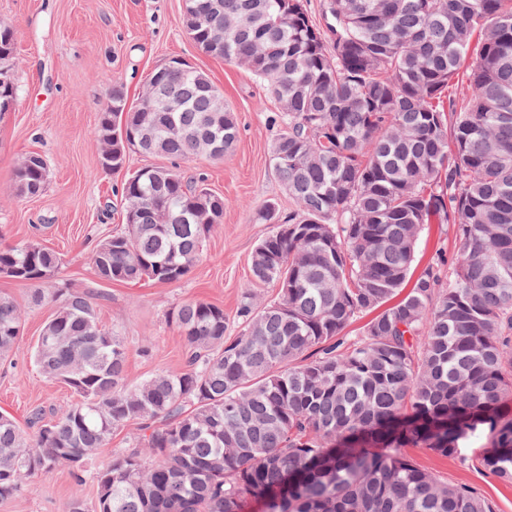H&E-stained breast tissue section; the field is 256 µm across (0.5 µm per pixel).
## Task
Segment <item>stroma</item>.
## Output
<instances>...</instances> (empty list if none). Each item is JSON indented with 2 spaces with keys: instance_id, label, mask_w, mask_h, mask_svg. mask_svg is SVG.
I'll return each instance as SVG.
<instances>
[{
  "instance_id": "1",
  "label": "stroma",
  "mask_w": 512,
  "mask_h": 512,
  "mask_svg": "<svg viewBox=\"0 0 512 512\" xmlns=\"http://www.w3.org/2000/svg\"><path fill=\"white\" fill-rule=\"evenodd\" d=\"M184 0H0V23L15 32L10 73L16 87L11 112L0 116V244L31 238L58 252L59 286L100 294L99 320L127 342V381L183 367L186 346L167 321L186 300L224 310L230 335L243 328L240 296L250 282L249 261L270 224L260 209L274 203L280 215L296 205L284 189L269 153L278 105L244 68L200 52L182 27ZM181 58L204 71L236 113L240 138L223 160L201 158L190 168L204 188L224 198V217L208 237L204 258L181 281H100L90 263L99 237L123 230L121 178L99 163L98 115L113 85L136 100L152 72ZM29 152L48 163L45 190L35 198L15 192L14 170ZM28 283L0 277V296L24 312L22 335L11 357L0 360V412L26 425L33 408L53 414L74 401L65 385L45 379L30 348L53 309L29 302ZM422 469L451 484L475 488L496 512H512V483L476 458L463 461L426 448L409 451ZM96 512L92 481L75 485L68 471L25 480L21 493L0 501V512H66L73 495Z\"/></svg>"
}]
</instances>
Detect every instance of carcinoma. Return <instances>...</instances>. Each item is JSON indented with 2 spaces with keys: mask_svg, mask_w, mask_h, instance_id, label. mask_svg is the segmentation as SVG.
Masks as SVG:
<instances>
[{
  "mask_svg": "<svg viewBox=\"0 0 512 512\" xmlns=\"http://www.w3.org/2000/svg\"><path fill=\"white\" fill-rule=\"evenodd\" d=\"M189 0L183 27L204 54L247 69L279 105L270 142L296 204L250 257L244 327L187 301L168 314L183 336L179 372L126 383L127 345L102 327L91 294L50 288L60 255L33 240L0 246V275L50 303L33 357L79 397L28 429L0 415V500L21 482L86 461L140 424L94 475L97 512H495L476 491L419 468L407 448L463 457L512 480V0ZM13 31L0 24V61ZM156 98L115 85L99 113L103 169L130 151L166 157L121 184L126 229L93 247L103 282L181 280L222 222L224 197L183 165L224 159L239 136L209 76L175 59L150 78ZM46 159L23 156L16 192L45 189ZM448 225L407 286L420 238ZM288 232H283V227ZM277 297L257 299L254 286ZM371 318L356 336L348 328ZM22 312L0 297V359ZM140 433L139 426L136 424H128L124 427L116 429L112 432V439L105 448H101L99 453L89 461L86 466L87 470H96L103 463L107 462L112 454L122 448H131L135 437Z\"/></svg>",
  "mask_w": 512,
  "mask_h": 512,
  "instance_id": "1",
  "label": "carcinoma"
}]
</instances>
